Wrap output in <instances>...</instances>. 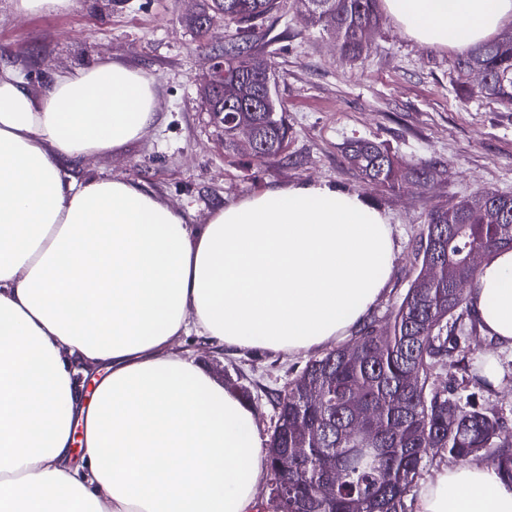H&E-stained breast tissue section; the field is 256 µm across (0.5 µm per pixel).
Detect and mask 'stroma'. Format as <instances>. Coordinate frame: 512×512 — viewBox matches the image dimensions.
I'll return each instance as SVG.
<instances>
[{
	"instance_id": "1",
	"label": "stroma",
	"mask_w": 512,
	"mask_h": 512,
	"mask_svg": "<svg viewBox=\"0 0 512 512\" xmlns=\"http://www.w3.org/2000/svg\"><path fill=\"white\" fill-rule=\"evenodd\" d=\"M192 9L191 0H74L64 11L18 16L4 5L0 67L18 72L37 97L54 73L105 56L153 76L155 124L125 151L68 163L66 171L79 180L112 175L139 182L189 212L194 223L269 186L324 181L362 194L393 228L394 265L365 317L385 329L421 270L417 245L429 213L477 191L512 194V110L456 97L448 72L460 49L420 44L386 18L369 37L364 59L353 63L341 57L335 39L306 23L292 0H281L258 23L254 46L275 66L290 134L285 151L261 163L244 143H225L206 110L202 88L229 32L218 23L199 36L186 23ZM354 137L383 143L405 163L437 165L446 175L425 186L404 180L392 191L372 185L341 156L342 143ZM179 348L216 379L239 378L254 397L255 420L266 436L278 418L273 394L311 358L260 349L214 353L194 336L181 339ZM458 354L470 361L496 358L501 374L494 388H482L450 365L433 370L431 389L452 391L512 425V351L467 325Z\"/></svg>"
}]
</instances>
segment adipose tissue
<instances>
[{
	"label": "adipose tissue",
	"instance_id": "obj_1",
	"mask_svg": "<svg viewBox=\"0 0 512 512\" xmlns=\"http://www.w3.org/2000/svg\"><path fill=\"white\" fill-rule=\"evenodd\" d=\"M382 8L412 39L459 49L512 21V0ZM156 97L115 59L54 74L37 98L0 68V512H256L253 408L178 340L314 351L358 326L389 279L387 218L327 182L267 188L196 225L134 181L64 177V162L139 140ZM470 303L512 349V251L480 268ZM415 512H512V480L450 466Z\"/></svg>",
	"mask_w": 512,
	"mask_h": 512
}]
</instances>
